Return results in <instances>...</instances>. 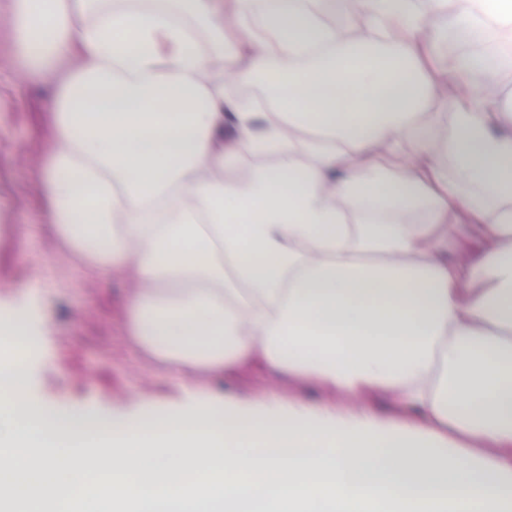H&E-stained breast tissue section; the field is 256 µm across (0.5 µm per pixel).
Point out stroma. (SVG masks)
<instances>
[{"label":"stroma","instance_id":"obj_1","mask_svg":"<svg viewBox=\"0 0 512 512\" xmlns=\"http://www.w3.org/2000/svg\"><path fill=\"white\" fill-rule=\"evenodd\" d=\"M18 18L0 0V309L24 313L30 325L50 329L31 359V394L52 408L95 407L121 416L149 405H186V388L215 398L228 394L254 405L267 399L316 406L330 403L404 419L409 410L391 393L354 400L311 377H294L258 359L227 369L215 382L202 371H175L157 362L128 334V277L97 282L58 237L45 198L44 171L55 147L46 109L75 60L30 79L18 61Z\"/></svg>","mask_w":512,"mask_h":512}]
</instances>
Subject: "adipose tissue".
Masks as SVG:
<instances>
[{"label": "adipose tissue", "instance_id": "1", "mask_svg": "<svg viewBox=\"0 0 512 512\" xmlns=\"http://www.w3.org/2000/svg\"><path fill=\"white\" fill-rule=\"evenodd\" d=\"M15 3L33 77L82 59L50 104L45 191L76 261L131 270L132 340L170 367L257 357L419 416L52 409L29 391L45 331L0 314V512H71L106 483L111 512H512V136L492 131L512 98L457 102L443 132L422 118L443 63L477 91L512 71V0ZM217 57L269 82L271 106L225 90ZM242 145L274 167L224 179ZM470 227L479 259L449 264Z\"/></svg>", "mask_w": 512, "mask_h": 512}]
</instances>
